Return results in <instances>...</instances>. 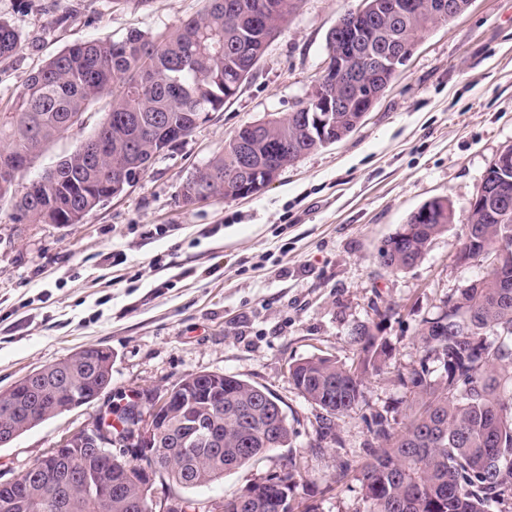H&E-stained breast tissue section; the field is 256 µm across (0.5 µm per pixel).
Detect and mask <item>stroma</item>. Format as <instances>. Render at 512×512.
<instances>
[{
	"label": "stroma",
	"mask_w": 512,
	"mask_h": 512,
	"mask_svg": "<svg viewBox=\"0 0 512 512\" xmlns=\"http://www.w3.org/2000/svg\"><path fill=\"white\" fill-rule=\"evenodd\" d=\"M361 0H300L253 74L222 111L158 155L133 186L77 224H13L0 214V391L88 345L112 353L110 387L0 447V483L63 437L199 372L271 391L293 435L287 447L186 498L242 494L288 458L299 465L292 512H364L358 464L365 420H406L400 375L422 356L418 330L481 275L463 263L462 226L496 156L512 145V0H473L422 34L373 108L345 139L303 155L258 195L190 205L182 187L244 124L306 101L327 34ZM201 0H0L22 48L0 62V97L78 42L173 30ZM94 104L24 175L39 178L87 139ZM445 197L456 222L414 267L379 263L384 240L423 203ZM375 325L392 347L364 401L316 435L317 411L288 379L312 355L352 359L351 331Z\"/></svg>",
	"instance_id": "obj_1"
}]
</instances>
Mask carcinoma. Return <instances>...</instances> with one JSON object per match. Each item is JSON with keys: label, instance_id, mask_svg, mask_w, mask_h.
Returning a JSON list of instances; mask_svg holds the SVG:
<instances>
[{"label": "carcinoma", "instance_id": "obj_1", "mask_svg": "<svg viewBox=\"0 0 512 512\" xmlns=\"http://www.w3.org/2000/svg\"><path fill=\"white\" fill-rule=\"evenodd\" d=\"M419 9L377 22L353 20L349 38L328 33L327 46L354 66L367 50L378 51L396 40H409L432 25L452 18L435 16V0H415ZM297 8V0H203L202 8L173 31L155 34L132 30L119 40L73 45L30 75L22 88L0 105V213L13 224H78L84 214L112 198L114 168L143 172L170 147L171 134L191 122L196 112L224 108L225 82L260 60L268 43ZM20 36L0 21V57L20 50ZM108 98L102 117L84 145L56 168L20 185L26 163L39 158L73 125L83 123L88 108ZM251 146L254 166L273 160V145L286 141L307 153L318 146L297 121L280 124L264 135L242 126L224 144V152L198 168L193 177L214 199H228L226 183L237 164V141ZM509 163L492 169L508 181L509 209L491 199L469 212L462 250L491 257L486 271L448 298L434 318L418 330L423 355L401 377L410 399L408 422L397 431L377 413L368 429L369 460L360 467L364 512H491L512 505V146L501 151ZM428 224H404L379 250L380 264L408 269L424 259V243L455 223L452 204H432ZM355 362L312 356L289 366V379L304 399L324 411L321 421L359 407L364 378L380 372L391 357L387 340L361 325L351 338ZM38 383L0 392V428L24 433L27 413L69 402L64 393L89 398L112 378V353L80 350L39 370ZM224 444L223 451L195 441L168 448L164 477L192 490L224 479L258 456L288 445L287 417L278 420L274 443L252 438L272 418L279 400L267 389L235 376H224V404L218 409L194 400ZM287 472L272 475L248 495L224 503V512H276L286 483L298 472L288 459ZM138 465L123 462L106 469L107 483L118 479L122 492L107 503L87 498L84 466L71 472L72 493L66 512H145L144 493L135 481ZM23 499L27 509L55 512L51 495L31 474L3 497Z\"/></svg>", "mask_w": 512, "mask_h": 512}]
</instances>
